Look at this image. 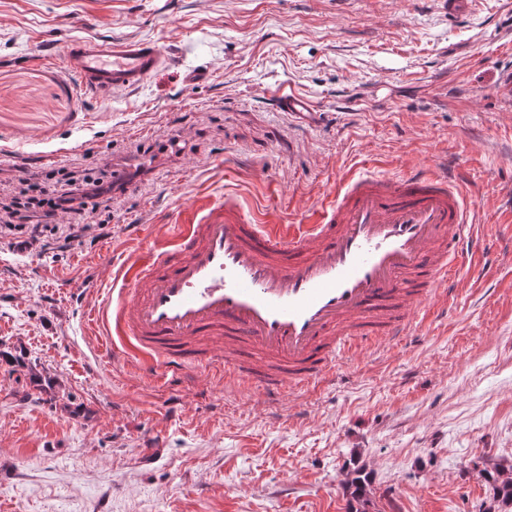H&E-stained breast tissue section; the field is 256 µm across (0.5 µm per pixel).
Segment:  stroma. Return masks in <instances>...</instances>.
<instances>
[{
    "mask_svg": "<svg viewBox=\"0 0 512 512\" xmlns=\"http://www.w3.org/2000/svg\"><path fill=\"white\" fill-rule=\"evenodd\" d=\"M73 39L150 40L176 59L99 97L50 67ZM196 69L207 81L188 84ZM512 0H0V179L105 160L132 184L73 246L0 233V512H479V467L512 463ZM313 101L310 124L277 109ZM460 164L495 256L462 270L444 321L370 347L335 384L162 386L101 354L100 279L178 211L233 195L297 223L357 175ZM276 105L280 111L288 112V115L298 116L306 121H311L317 113L309 99L292 92L279 91L276 95ZM371 480L369 474L363 468H354L348 473V477L344 482V487L349 492L351 501L349 502L348 512H365L369 506ZM355 502L359 507H356Z\"/></svg>",
    "mask_w": 512,
    "mask_h": 512,
    "instance_id": "1",
    "label": "stroma"
}]
</instances>
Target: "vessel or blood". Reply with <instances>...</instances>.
<instances>
[{"mask_svg": "<svg viewBox=\"0 0 512 512\" xmlns=\"http://www.w3.org/2000/svg\"><path fill=\"white\" fill-rule=\"evenodd\" d=\"M169 63L149 40L75 39L58 66L104 95ZM276 105L306 121L315 114L292 92H278ZM461 182L437 165L352 178L296 224L250 217L231 196L180 211L178 235L128 260L107 292L100 316L112 352L147 376L207 371L271 402L319 386L363 342L414 335L409 308L447 316L458 272L480 268L485 253Z\"/></svg>", "mask_w": 512, "mask_h": 512, "instance_id": "obj_1", "label": "vessel or blood"}]
</instances>
